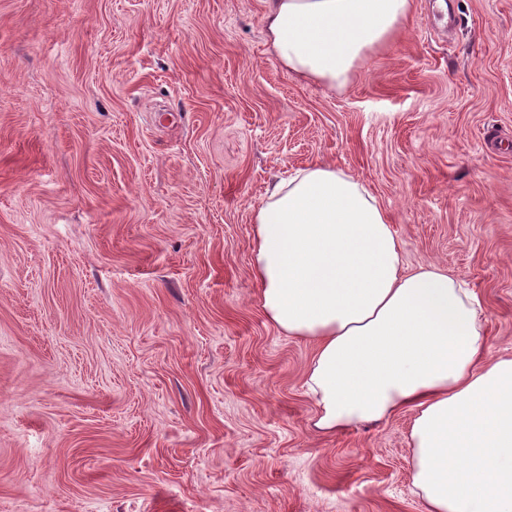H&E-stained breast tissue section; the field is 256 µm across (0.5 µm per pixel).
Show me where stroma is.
Masks as SVG:
<instances>
[{"label":"stroma","instance_id":"obj_1","mask_svg":"<svg viewBox=\"0 0 512 512\" xmlns=\"http://www.w3.org/2000/svg\"><path fill=\"white\" fill-rule=\"evenodd\" d=\"M263 0H0V512H424L411 414L314 431L252 211L326 163L512 357V0H414L347 87Z\"/></svg>","mask_w":512,"mask_h":512}]
</instances>
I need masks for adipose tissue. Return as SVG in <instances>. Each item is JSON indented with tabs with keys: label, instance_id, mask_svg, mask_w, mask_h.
<instances>
[{
	"label": "adipose tissue",
	"instance_id": "1",
	"mask_svg": "<svg viewBox=\"0 0 512 512\" xmlns=\"http://www.w3.org/2000/svg\"><path fill=\"white\" fill-rule=\"evenodd\" d=\"M294 78L346 87L407 23L412 0H264ZM259 305L315 344L304 389L333 434L409 411L425 512H512V357L489 358L480 304L444 268L405 270L376 197L319 163L253 210Z\"/></svg>",
	"mask_w": 512,
	"mask_h": 512
}]
</instances>
